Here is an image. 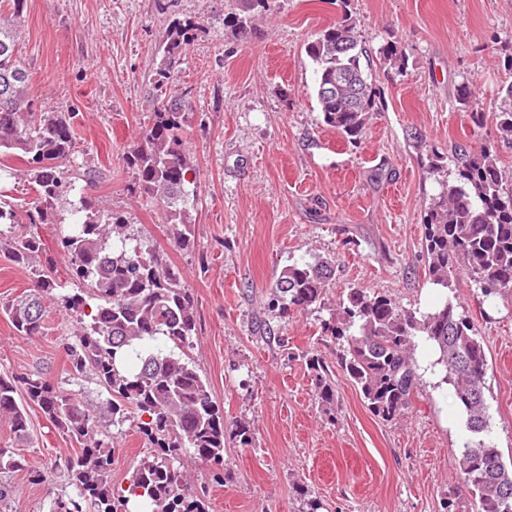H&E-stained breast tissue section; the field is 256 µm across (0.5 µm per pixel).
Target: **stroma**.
Returning <instances> with one entry per match:
<instances>
[{
  "mask_svg": "<svg viewBox=\"0 0 512 512\" xmlns=\"http://www.w3.org/2000/svg\"><path fill=\"white\" fill-rule=\"evenodd\" d=\"M227 0H28L22 56L36 105L76 109L77 164L98 168L101 181L56 200L40 234L38 263L19 265L0 248V376L47 373L87 406L103 395L73 380L63 344L75 324L60 304L48 328L15 335L3 312L28 294L38 269L54 268L64 292L79 286L56 244L73 223L80 196L125 212L135 233L164 253L195 298L191 354L225 417L249 424L250 446L228 444L217 485L209 466L188 461L194 489L206 490L210 512H302L311 499L324 512H445L471 498L458 476L466 434L451 386L424 376L412 409L391 422L367 408L338 365L340 349L321 323L350 287L380 290L408 308H428L436 289L424 272V205L441 179L452 178V144L497 143L499 165L512 173V147L494 122L473 130L456 103L470 81L476 105L489 107L506 79L512 47V0H274L256 14L248 38L225 25ZM351 15L370 49L369 71L384 91L358 144L321 123L312 36ZM198 28L173 76L189 89L186 136L199 171L189 211L195 244L175 247L169 225L133 189L123 154L150 126L152 78L169 23ZM393 42L408 58L396 73L378 49ZM439 154L429 172L420 158ZM330 258L336 277L324 306L279 316L271 287L290 264ZM465 315L484 342L490 437L512 466V300L489 305L468 280L457 283ZM322 358L336 388V416L319 402L306 353ZM28 469L9 473L15 488L0 512H42L48 497L68 493L62 463L75 444L41 410L26 404ZM147 448L133 422L117 438L112 480L121 483Z\"/></svg>",
  "mask_w": 512,
  "mask_h": 512,
  "instance_id": "obj_1",
  "label": "stroma"
}]
</instances>
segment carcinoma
Instances as JSON below:
<instances>
[{
  "mask_svg": "<svg viewBox=\"0 0 512 512\" xmlns=\"http://www.w3.org/2000/svg\"><path fill=\"white\" fill-rule=\"evenodd\" d=\"M271 3L232 0L224 22L245 38L252 14L270 10ZM26 4L0 0V159H27L35 200L25 221L36 227L49 222V204L76 190L80 180L93 184L96 172L74 165L76 113L38 109L30 97V74L20 48ZM197 27L191 18L171 25L155 81L160 100L154 121L124 152L141 195L163 211L173 243L181 249L195 242L187 210L196 201L198 170L183 139L188 88L171 80V69L186 54ZM306 52L315 65L323 125L357 144L382 93L372 74L361 68L368 51L356 25L346 18L316 33ZM379 55L398 72L406 71V55L395 44L381 46ZM457 100L473 128H483L486 113L473 107L470 82L459 85ZM492 114L501 142L511 146L512 81L499 88ZM454 155L453 179L438 182V193L423 215L424 271L441 292L439 303L427 311L408 309L384 292L350 288L321 329L341 346L339 366L383 421L412 407L422 383L414 352L419 342L429 343L436 355L429 369L438 384L452 386L470 433L458 469L471 490L473 512H512V468L489 439L485 350L453 291L455 280L464 277L491 304L512 297V185L506 184L492 145L475 153L457 144ZM75 212L80 219L58 240L82 287L61 294L57 281L44 272L29 294L5 312L17 335L31 337L44 328L46 302L59 301L77 324L63 344L73 378L94 381L110 398L92 414L80 394L62 389L43 373L1 376L0 417L13 438L0 445V475L28 466L15 452L30 438L26 409L16 399L22 391L56 429L80 445V454L65 460L73 493L50 497L44 512H210L205 495L186 483L176 462L187 454L208 463L215 468L212 480L222 485L228 479L226 444L248 446L252 432L246 423L224 418L188 353L196 334L194 297L166 257L144 247L125 213L103 211L84 196ZM17 223L15 209L1 203L0 235L1 226L11 230ZM6 246L13 258L27 262L42 252L43 241L27 231ZM334 266L328 259L286 266L269 308L285 316L324 304ZM307 361L321 404L330 411L336 389L327 368L313 355ZM130 415L150 452L134 466L126 485L116 486L111 480L116 436L110 427Z\"/></svg>",
  "mask_w": 512,
  "mask_h": 512,
  "instance_id": "1",
  "label": "carcinoma"
}]
</instances>
